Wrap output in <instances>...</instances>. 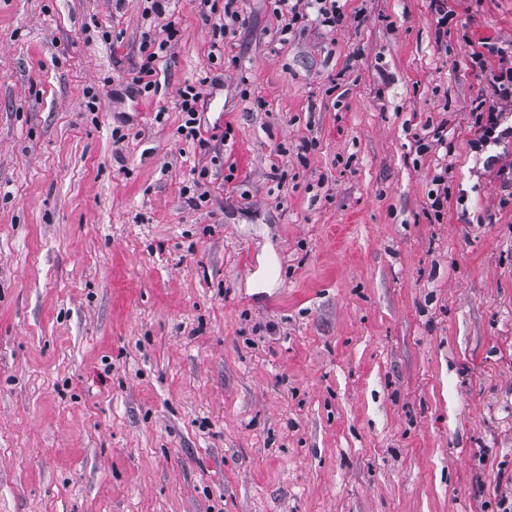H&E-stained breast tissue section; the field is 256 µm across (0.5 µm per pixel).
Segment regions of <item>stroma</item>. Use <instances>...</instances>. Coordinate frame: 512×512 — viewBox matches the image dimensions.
<instances>
[{
	"instance_id": "35a3bbf8",
	"label": "stroma",
	"mask_w": 512,
	"mask_h": 512,
	"mask_svg": "<svg viewBox=\"0 0 512 512\" xmlns=\"http://www.w3.org/2000/svg\"><path fill=\"white\" fill-rule=\"evenodd\" d=\"M447 4L441 36L432 0H347L282 44L238 0L216 59L200 0H0V512L512 499V141L470 146L512 0ZM176 35H177L176 31H173V30L169 31L167 33V39L162 40L158 44L156 50H153L154 45H155L154 42L145 43L142 46V50H141L142 63L140 64V67H139V71H138L139 75L137 76V78L135 80L137 85L140 86V89H138V92H142V90L144 92H146L152 88L153 84H155V81L150 79L154 75V72H155L154 67H153L154 61L158 57L159 52L164 51L166 49V47L168 46V42L173 41ZM181 109L182 112L186 113L187 119L184 125H180L177 131L180 135H184L185 139L191 138L193 141L198 135V131L195 127L196 113L198 112L197 104L200 101V92L196 91L194 86H188L183 90L181 94Z\"/></svg>"
}]
</instances>
